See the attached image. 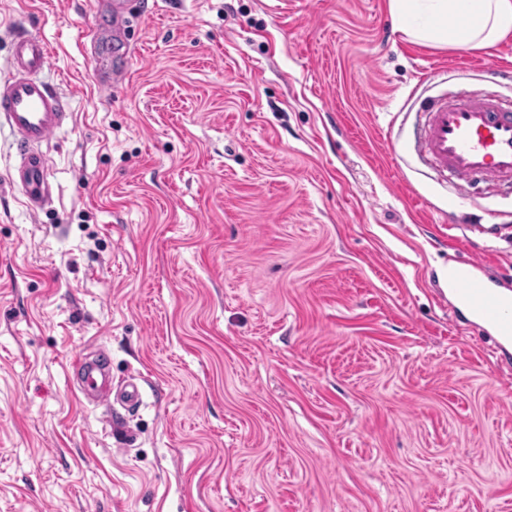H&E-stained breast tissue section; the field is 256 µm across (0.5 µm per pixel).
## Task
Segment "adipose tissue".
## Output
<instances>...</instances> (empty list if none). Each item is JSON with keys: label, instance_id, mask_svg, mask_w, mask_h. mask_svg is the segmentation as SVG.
<instances>
[{"label": "adipose tissue", "instance_id": "adipose-tissue-1", "mask_svg": "<svg viewBox=\"0 0 512 512\" xmlns=\"http://www.w3.org/2000/svg\"><path fill=\"white\" fill-rule=\"evenodd\" d=\"M398 29L453 49L495 45L512 35V0H388Z\"/></svg>", "mask_w": 512, "mask_h": 512}]
</instances>
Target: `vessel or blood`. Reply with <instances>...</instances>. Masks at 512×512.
Instances as JSON below:
<instances>
[{
    "label": "vessel or blood",
    "instance_id": "b4317fda",
    "mask_svg": "<svg viewBox=\"0 0 512 512\" xmlns=\"http://www.w3.org/2000/svg\"><path fill=\"white\" fill-rule=\"evenodd\" d=\"M104 13L105 27H93L89 33V55L99 88L109 89L125 84L128 71L99 54L98 46L106 40L126 44L127 0H106ZM49 63L50 48L45 40L22 28L13 32L6 61L10 77L0 82V130H8L13 138L19 163L11 179L21 187L34 213L50 197L51 160L42 146L73 119L63 93L46 78ZM418 112L424 118L418 151L438 175L454 179L458 194H466L472 177L512 181V104L479 94L455 102L428 97L420 100ZM456 294L472 317L493 326L500 335L512 337V302H504L484 279L461 273ZM73 367L79 391L92 403L114 400L127 409L140 404L141 391L135 379L113 387L111 360L104 350L80 355Z\"/></svg>",
    "mask_w": 512,
    "mask_h": 512
}]
</instances>
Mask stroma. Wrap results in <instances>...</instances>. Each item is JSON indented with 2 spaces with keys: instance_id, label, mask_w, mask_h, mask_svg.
Masks as SVG:
<instances>
[{
  "instance_id": "1",
  "label": "stroma",
  "mask_w": 512,
  "mask_h": 512,
  "mask_svg": "<svg viewBox=\"0 0 512 512\" xmlns=\"http://www.w3.org/2000/svg\"><path fill=\"white\" fill-rule=\"evenodd\" d=\"M100 0H0L74 121L31 213L0 133V512H512V350L443 270L512 293V195L457 196L419 95L512 101V38L399 32L388 0H135L128 84ZM137 410L79 399L95 348ZM102 5L106 16V25L104 28L94 26L91 29L89 55L99 88L112 90V86L126 83L128 71L122 65L113 64L111 57L99 54L98 46L105 40H112L117 46H124L128 40L131 13L128 1L125 0H114V2L110 0ZM113 398L117 403L126 409H133L141 403V391L135 378L131 377L124 380L119 386V390Z\"/></svg>"
}]
</instances>
